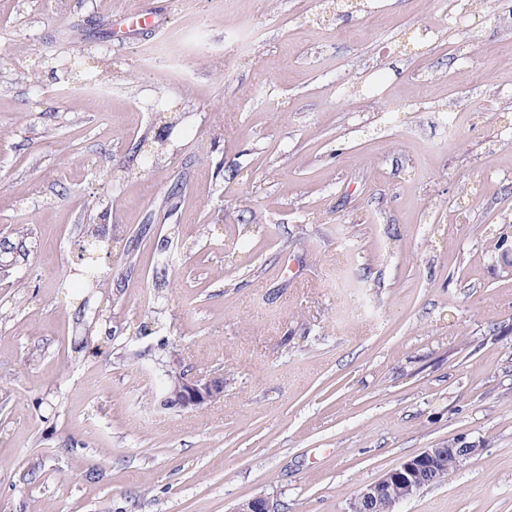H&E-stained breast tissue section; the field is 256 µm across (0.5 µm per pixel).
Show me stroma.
Segmentation results:
<instances>
[{
	"label": "stroma",
	"instance_id": "1",
	"mask_svg": "<svg viewBox=\"0 0 512 512\" xmlns=\"http://www.w3.org/2000/svg\"><path fill=\"white\" fill-rule=\"evenodd\" d=\"M177 2L0 0V512H348L460 436L395 512H512V15ZM87 20L101 94L46 66ZM156 102L184 123L146 165ZM92 227L128 247L76 296ZM165 387L168 390L165 400L171 407L199 408L223 397L224 374L214 372L190 378L181 374H169V381ZM166 402H163L165 406ZM478 451L476 444L467 442L465 438H457L447 448H428L421 453L405 460L400 467L385 472L375 482L367 485L361 490L360 497L366 508V512L376 511L379 503L389 497L391 489L401 487V496L392 501L394 506L403 500L412 498L420 492L422 480L425 475H430L431 481L435 483L424 484L423 488L429 487L448 477V472L455 467L448 461L451 456L456 464L471 458ZM359 493L350 503V511H363V503L358 497ZM359 510V511H355Z\"/></svg>",
	"mask_w": 512,
	"mask_h": 512
}]
</instances>
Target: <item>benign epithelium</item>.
<instances>
[{"label": "benign epithelium", "instance_id": "1", "mask_svg": "<svg viewBox=\"0 0 512 512\" xmlns=\"http://www.w3.org/2000/svg\"><path fill=\"white\" fill-rule=\"evenodd\" d=\"M166 389V402L172 407H203L224 396V374L214 372L190 378L171 374ZM477 451L476 444L463 437L446 448L425 449L405 460L400 467L385 472L361 490L360 497L366 512H375L379 503L389 497L393 488H401V496L393 500L395 504L415 496L420 492L422 480L427 474L435 483L445 480L448 477V458H453L459 464L471 458ZM234 512H278V509L269 497L260 494L239 503Z\"/></svg>", "mask_w": 512, "mask_h": 512}]
</instances>
